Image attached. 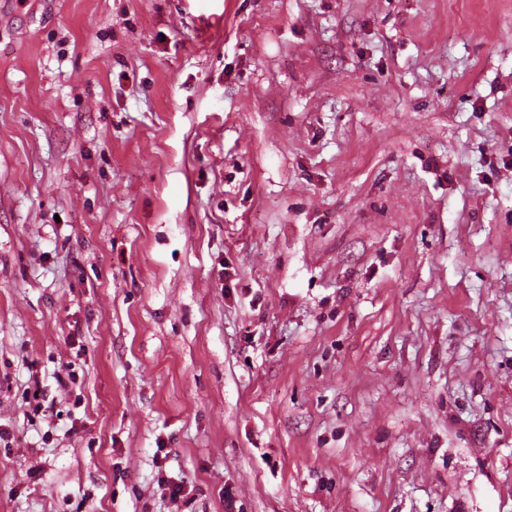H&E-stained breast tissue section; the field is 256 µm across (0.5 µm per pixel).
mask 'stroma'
Listing matches in <instances>:
<instances>
[{"label": "stroma", "instance_id": "obj_1", "mask_svg": "<svg viewBox=\"0 0 512 512\" xmlns=\"http://www.w3.org/2000/svg\"><path fill=\"white\" fill-rule=\"evenodd\" d=\"M0 512H512V0H0Z\"/></svg>", "mask_w": 512, "mask_h": 512}]
</instances>
